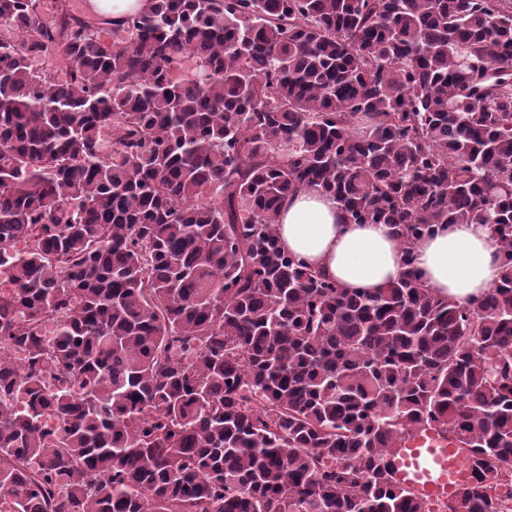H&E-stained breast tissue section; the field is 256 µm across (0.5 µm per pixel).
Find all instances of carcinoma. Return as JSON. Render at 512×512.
<instances>
[{"label":"carcinoma","instance_id":"obj_1","mask_svg":"<svg viewBox=\"0 0 512 512\" xmlns=\"http://www.w3.org/2000/svg\"><path fill=\"white\" fill-rule=\"evenodd\" d=\"M0 0V512H431L388 455L452 434L512 512V0ZM52 57L57 69L35 61ZM319 187L406 271L281 249ZM488 224L500 282L413 252ZM78 12L90 15L88 10L97 18L122 20L126 15L145 10L150 0H68ZM75 1H81L75 5ZM91 16V15H90ZM500 253L488 224H440L416 246L413 266L425 288L469 305L499 282Z\"/></svg>","mask_w":512,"mask_h":512}]
</instances>
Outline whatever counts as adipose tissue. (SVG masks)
Wrapping results in <instances>:
<instances>
[{"mask_svg":"<svg viewBox=\"0 0 512 512\" xmlns=\"http://www.w3.org/2000/svg\"><path fill=\"white\" fill-rule=\"evenodd\" d=\"M280 246L348 291L374 292L403 274L400 240L384 224H351L336 201L306 189L284 201ZM417 278L433 293L475 303L499 282L500 244L486 224L437 225L414 250Z\"/></svg>","mask_w":512,"mask_h":512,"instance_id":"adipose-tissue-1","label":"adipose tissue"}]
</instances>
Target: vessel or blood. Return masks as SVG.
<instances>
[{
	"instance_id": "vessel-or-blood-1",
	"label": "vessel or blood",
	"mask_w": 512,
	"mask_h": 512,
	"mask_svg": "<svg viewBox=\"0 0 512 512\" xmlns=\"http://www.w3.org/2000/svg\"><path fill=\"white\" fill-rule=\"evenodd\" d=\"M396 485L421 501H452L472 481V470L457 442L428 427H417L389 456Z\"/></svg>"
}]
</instances>
